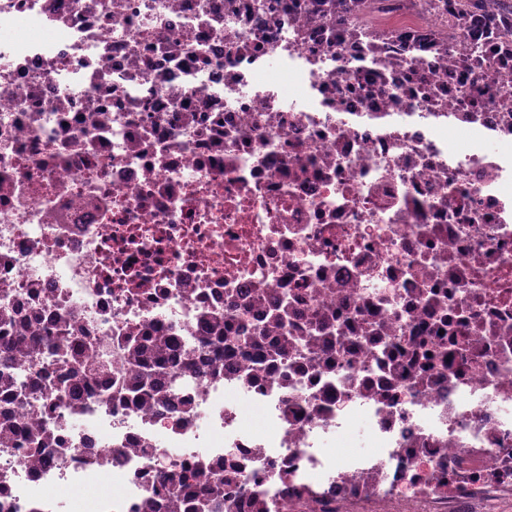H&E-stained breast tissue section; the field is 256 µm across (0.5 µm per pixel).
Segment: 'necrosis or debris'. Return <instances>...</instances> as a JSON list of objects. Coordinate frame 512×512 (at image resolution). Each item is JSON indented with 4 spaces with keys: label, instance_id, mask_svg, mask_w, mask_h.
Masks as SVG:
<instances>
[{
    "label": "necrosis or debris",
    "instance_id": "necrosis-or-debris-1",
    "mask_svg": "<svg viewBox=\"0 0 512 512\" xmlns=\"http://www.w3.org/2000/svg\"><path fill=\"white\" fill-rule=\"evenodd\" d=\"M147 339L171 398L130 392ZM1 362L28 387L0 392V512H184L186 470L223 484L205 512L512 496L494 6L373 0L355 32L334 0H0Z\"/></svg>",
    "mask_w": 512,
    "mask_h": 512
}]
</instances>
